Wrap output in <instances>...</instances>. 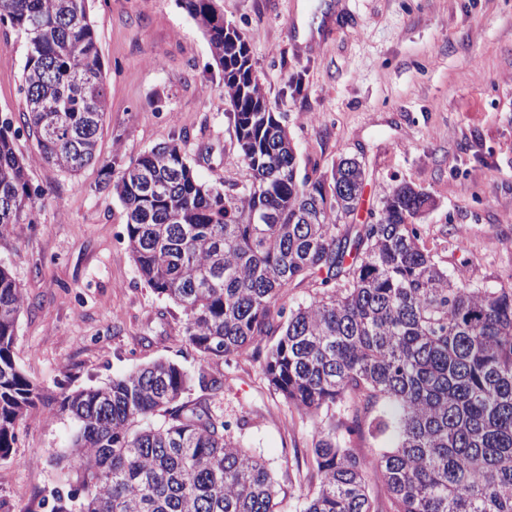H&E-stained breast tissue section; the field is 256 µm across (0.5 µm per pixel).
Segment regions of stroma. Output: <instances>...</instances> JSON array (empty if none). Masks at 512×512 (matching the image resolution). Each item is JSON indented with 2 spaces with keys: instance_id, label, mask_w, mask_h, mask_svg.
<instances>
[{
  "instance_id": "stroma-1",
  "label": "stroma",
  "mask_w": 512,
  "mask_h": 512,
  "mask_svg": "<svg viewBox=\"0 0 512 512\" xmlns=\"http://www.w3.org/2000/svg\"><path fill=\"white\" fill-rule=\"evenodd\" d=\"M301 1L312 13L322 2L219 0L288 126L299 174L359 158L357 224L376 220L393 187L423 190L431 204L416 224L435 260L473 287L511 285L512 0H333L321 39L305 46L293 26ZM89 14L108 108L99 161L75 175L41 161L23 128L27 46L0 25V120H12L15 150L43 191L33 223L15 225L0 247V265L25 297L15 362L45 394L0 461V512H51L54 491H67L60 459L74 429L57 412L65 393L157 359L223 380V392L196 386L190 398H211L225 420L247 419L241 445L266 463L286 512H301L309 487L295 456L309 454L314 426L261 374L271 339L230 361L201 357L180 310L139 275L121 202L96 189L104 164L126 166L175 140L203 179L247 184L223 75L177 0H90Z\"/></svg>"
}]
</instances>
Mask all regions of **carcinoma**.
Wrapping results in <instances>:
<instances>
[{"instance_id": "cac0c4a2", "label": "carcinoma", "mask_w": 512, "mask_h": 512, "mask_svg": "<svg viewBox=\"0 0 512 512\" xmlns=\"http://www.w3.org/2000/svg\"><path fill=\"white\" fill-rule=\"evenodd\" d=\"M224 77L242 163L240 191L202 180L179 142L152 148L103 188L126 212L128 249L147 286L183 313L188 344L239 358L279 334L261 364L274 393L317 418L301 512H376L375 470L390 512H512V287L471 288L420 243L411 219L430 197L401 184L372 224H347L364 182L356 158L298 177L288 131L267 103L243 34L218 0H180ZM88 0H0L27 43L23 125L45 162L77 173L96 159L106 111L104 65ZM15 132L0 122V244L30 219L35 198ZM310 302L277 306L295 282ZM24 305L0 266V460L43 402L12 347ZM158 360L73 391L58 414L74 425L64 456L70 490L51 512H282L269 470L249 454L194 383ZM394 431L396 447L367 458L345 447Z\"/></svg>"}]
</instances>
